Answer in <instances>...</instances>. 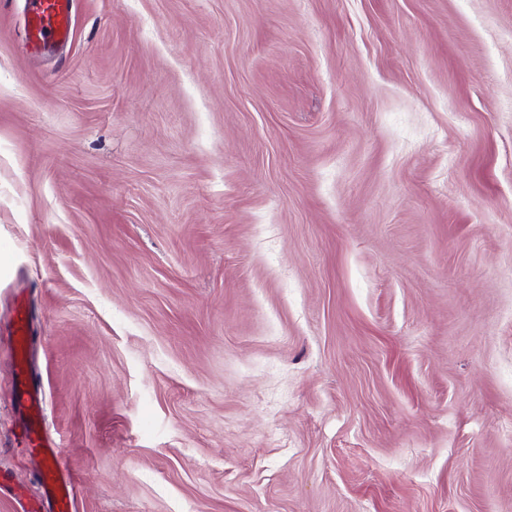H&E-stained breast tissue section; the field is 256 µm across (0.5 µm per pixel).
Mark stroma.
<instances>
[{
	"label": "stroma",
	"instance_id": "35a3bbf8",
	"mask_svg": "<svg viewBox=\"0 0 512 512\" xmlns=\"http://www.w3.org/2000/svg\"><path fill=\"white\" fill-rule=\"evenodd\" d=\"M0 0V512H512V0ZM75 4L76 0H26L25 35L34 52L68 44ZM15 401L26 414L21 441L41 462L45 495L52 501L56 512H70L75 497V485L68 470L62 467L58 451L44 434L43 402L32 389L29 373L23 366H20L16 374Z\"/></svg>",
	"mask_w": 512,
	"mask_h": 512
}]
</instances>
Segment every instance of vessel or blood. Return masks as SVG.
<instances>
[{"instance_id": "obj_1", "label": "vessel or blood", "mask_w": 512, "mask_h": 512, "mask_svg": "<svg viewBox=\"0 0 512 512\" xmlns=\"http://www.w3.org/2000/svg\"><path fill=\"white\" fill-rule=\"evenodd\" d=\"M76 0H26L25 35L34 52L67 45L72 37V18ZM15 400L26 417L21 440L36 455L42 465L41 476L45 494L55 512H70L75 497V485L62 467L59 453L43 431V402L33 390L26 369H19L15 380Z\"/></svg>"}]
</instances>
